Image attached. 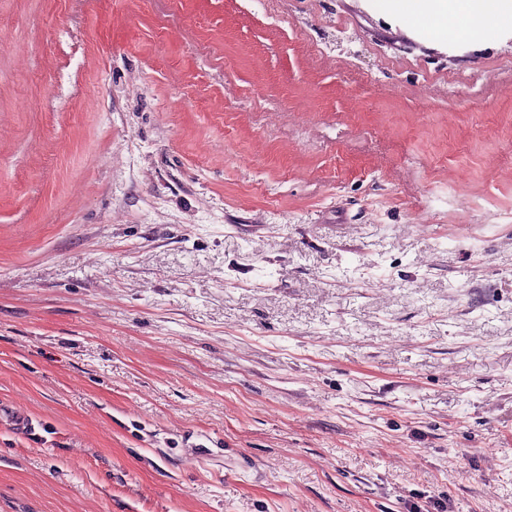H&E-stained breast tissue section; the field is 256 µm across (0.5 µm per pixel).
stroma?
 Masks as SVG:
<instances>
[{"label": "stroma", "mask_w": 512, "mask_h": 512, "mask_svg": "<svg viewBox=\"0 0 512 512\" xmlns=\"http://www.w3.org/2000/svg\"><path fill=\"white\" fill-rule=\"evenodd\" d=\"M0 512H512V24L0 0Z\"/></svg>", "instance_id": "stroma-1"}]
</instances>
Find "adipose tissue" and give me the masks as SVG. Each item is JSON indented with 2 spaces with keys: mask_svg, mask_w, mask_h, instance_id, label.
<instances>
[{
  "mask_svg": "<svg viewBox=\"0 0 512 512\" xmlns=\"http://www.w3.org/2000/svg\"><path fill=\"white\" fill-rule=\"evenodd\" d=\"M412 22L439 16V36L455 39L481 35L494 25L512 22V0H405Z\"/></svg>",
  "mask_w": 512,
  "mask_h": 512,
  "instance_id": "obj_1",
  "label": "adipose tissue"
}]
</instances>
